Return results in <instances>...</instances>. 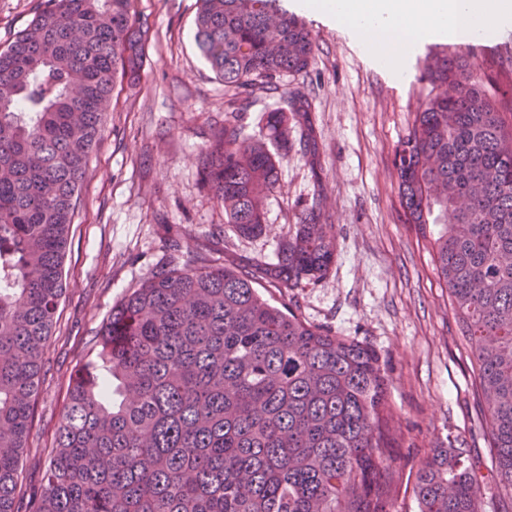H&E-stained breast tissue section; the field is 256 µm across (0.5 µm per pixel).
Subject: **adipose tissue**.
<instances>
[{"instance_id":"ef3b65f1","label":"adipose tissue","mask_w":512,"mask_h":512,"mask_svg":"<svg viewBox=\"0 0 512 512\" xmlns=\"http://www.w3.org/2000/svg\"><path fill=\"white\" fill-rule=\"evenodd\" d=\"M350 31L382 70L407 78L403 61L433 37L469 39L512 25V0H298Z\"/></svg>"}]
</instances>
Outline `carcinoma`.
Listing matches in <instances>:
<instances>
[{"mask_svg":"<svg viewBox=\"0 0 512 512\" xmlns=\"http://www.w3.org/2000/svg\"><path fill=\"white\" fill-rule=\"evenodd\" d=\"M284 0H199L198 48L224 86L280 93L268 133L243 113L199 155L203 183L240 237L265 230L294 117L314 146L311 103L279 92L307 71L310 31ZM133 0H37L0 49V512H15L44 356L64 290L69 226L117 80L139 82ZM434 90L395 153L406 222L430 244L488 413L497 476L512 488V96L489 94L471 56L437 55ZM451 84L456 92L443 91ZM320 197L277 261L161 264L103 323L81 367L32 512H394L389 378L370 348L266 299L326 274L336 252ZM418 512H481L463 448H436L413 477Z\"/></svg>","mask_w":512,"mask_h":512,"instance_id":"1","label":"carcinoma"}]
</instances>
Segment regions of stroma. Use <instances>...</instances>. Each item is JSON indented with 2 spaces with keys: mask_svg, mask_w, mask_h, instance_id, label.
<instances>
[{
  "mask_svg": "<svg viewBox=\"0 0 512 512\" xmlns=\"http://www.w3.org/2000/svg\"><path fill=\"white\" fill-rule=\"evenodd\" d=\"M147 32L138 84L116 85L104 133L89 157L64 260L65 292L36 396L17 512L45 481L71 376L94 359L97 334L118 302L157 264L187 257L247 266L272 263L321 195L336 238L328 273L291 288L260 284L276 303L374 349L390 379L393 430L416 470L430 449H466L482 478L483 512H512L495 473L488 417L470 370L472 348L439 279L428 238L406 223L393 160L430 90L429 53H473L501 89L512 88V26L486 39L435 38L405 60V81L375 67L335 22L306 12L315 42L306 73L281 83L312 104L315 151L290 135L279 184L266 202L265 233L239 237L203 188L201 149L235 98L195 42L198 0H134ZM177 239L179 252L168 249Z\"/></svg>",
  "mask_w": 512,
  "mask_h": 512,
  "instance_id": "35a3bbf8",
  "label": "stroma"
}]
</instances>
